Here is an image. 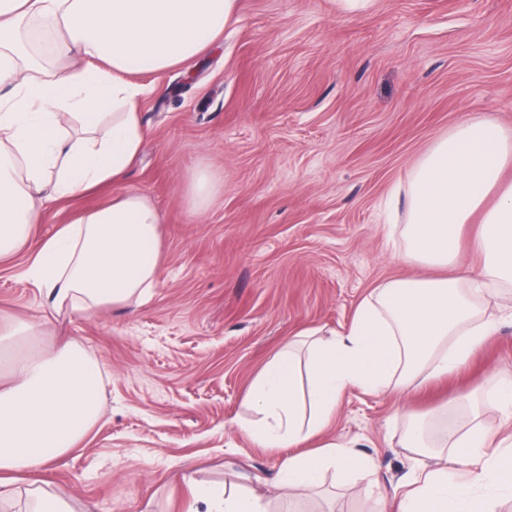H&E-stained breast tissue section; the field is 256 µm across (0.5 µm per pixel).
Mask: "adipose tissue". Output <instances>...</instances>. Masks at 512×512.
Here are the masks:
<instances>
[{
	"instance_id": "ef3b65f1",
	"label": "adipose tissue",
	"mask_w": 512,
	"mask_h": 512,
	"mask_svg": "<svg viewBox=\"0 0 512 512\" xmlns=\"http://www.w3.org/2000/svg\"><path fill=\"white\" fill-rule=\"evenodd\" d=\"M237 0H0V260L22 249L47 202L76 199L122 181L145 141L137 73L161 75L221 38ZM53 39L64 67L38 75L23 46L32 21ZM512 129L481 116L437 140L407 185L399 259L442 269L372 288L341 329L299 331L269 360L246 397L239 426L262 448L286 454L276 484L286 502L317 488L327 469L341 482L366 477L377 512H497L512 499V379L492 374L471 398L467 429L431 433L412 417L403 447L445 448L381 487L374 457L330 439L348 388L406 392L465 365L495 336L512 305ZM479 222L473 238L466 224ZM157 206L143 193L115 195L44 238L28 277L52 311L88 314L144 303L158 266ZM500 314H491L492 306ZM103 378L78 343L17 351L0 383V512H72L65 494L23 474L78 447L97 422ZM500 414L492 421L484 416ZM205 512H266L254 490L197 491Z\"/></svg>"
}]
</instances>
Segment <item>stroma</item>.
Segmentation results:
<instances>
[{"label":"stroma","mask_w":512,"mask_h":512,"mask_svg":"<svg viewBox=\"0 0 512 512\" xmlns=\"http://www.w3.org/2000/svg\"><path fill=\"white\" fill-rule=\"evenodd\" d=\"M146 139L127 188L163 223L144 304L53 315L0 264V314L40 320L37 343L70 339L96 356L103 415L41 479L76 512H202L191 484L255 489L281 512L280 448L240 431L265 364L297 331L337 329L371 288L427 275L386 240L383 204L433 144L478 115L512 128V0H238L223 38L166 72L141 102ZM199 169L224 189L201 215ZM112 185L50 206L32 238L110 202ZM512 376V324L467 368L408 395L348 389L330 434L374 456L390 485L413 468L407 412L440 426L470 418L460 399ZM296 512H372L357 486L326 474Z\"/></svg>","instance_id":"35a3bbf8"}]
</instances>
